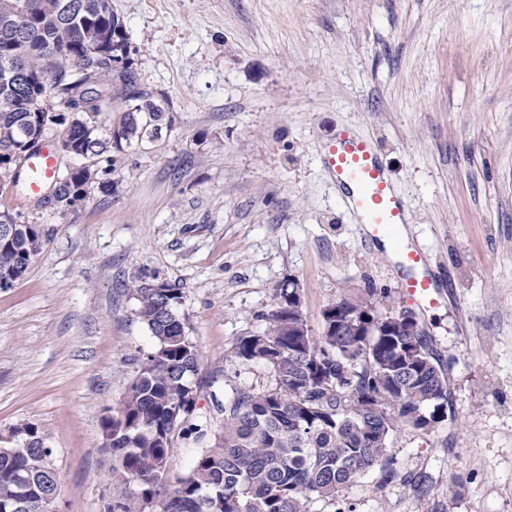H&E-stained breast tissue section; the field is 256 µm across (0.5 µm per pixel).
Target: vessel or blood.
Here are the masks:
<instances>
[{
    "label": "vessel or blood",
    "mask_w": 512,
    "mask_h": 512,
    "mask_svg": "<svg viewBox=\"0 0 512 512\" xmlns=\"http://www.w3.org/2000/svg\"><path fill=\"white\" fill-rule=\"evenodd\" d=\"M321 160L326 173L341 190L345 208L360 224L365 246L393 247L397 286L409 302L425 312L439 307L443 285L429 271L425 248L403 241L409 211L394 188L376 143L344 130L326 144ZM56 163L54 152L48 148L29 161L31 192H39L42 184L53 176Z\"/></svg>",
    "instance_id": "vessel-or-blood-1"
}]
</instances>
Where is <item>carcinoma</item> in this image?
<instances>
[{
  "label": "carcinoma",
  "mask_w": 512,
  "mask_h": 512,
  "mask_svg": "<svg viewBox=\"0 0 512 512\" xmlns=\"http://www.w3.org/2000/svg\"><path fill=\"white\" fill-rule=\"evenodd\" d=\"M110 43L126 46L121 19L110 0H0V175L30 160L21 131L30 125L49 136L62 150L85 160L70 169L55 194L54 206L64 209L81 199L85 187L99 181L97 163L112 148L130 147L156 134L161 107L136 89L134 73L112 68L103 54ZM70 51L72 66L94 72L104 87L117 78L124 86L116 125L98 123L99 105L79 113L36 112V86H25L18 67L41 69L47 48ZM1 224L13 236L0 238V288L25 277L41 251L37 224L16 223L6 211ZM129 290L136 315L156 339L157 349L139 363L120 406L102 421L112 430V502L108 512H131L128 488L133 484L143 501L159 495L175 433H185L199 385L193 378L200 352L186 333L179 314L183 292L166 283L157 289L144 277ZM291 288L275 295L264 334L242 336L235 346L244 363L261 362L271 372L269 385L256 391L237 387L224 403V424L196 461L190 474L168 493L162 512H310L315 500H331L356 478L376 469L384 479L396 477L388 457L389 439L411 423L424 428L436 420L425 408L448 397V375L430 340L422 336L425 358L408 360L389 336L338 334L323 327L319 336L302 328L292 309ZM369 349L368 362L353 366L355 390L336 384V355ZM56 471L52 450L18 448L0 455V504L21 498L23 481Z\"/></svg>",
  "instance_id": "carcinoma-1"
}]
</instances>
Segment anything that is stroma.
Wrapping results in <instances>:
<instances>
[{
	"instance_id": "35a3bbf8",
	"label": "stroma",
	"mask_w": 512,
	"mask_h": 512,
	"mask_svg": "<svg viewBox=\"0 0 512 512\" xmlns=\"http://www.w3.org/2000/svg\"><path fill=\"white\" fill-rule=\"evenodd\" d=\"M138 89L168 111L158 137L109 154L64 210L0 179V212L39 225L26 276L0 289V435L30 424L60 476L58 512H104L102 444L155 340L135 277L177 285L201 352L173 489L224 423L236 387L269 369L235 355L293 282L312 335L342 296L408 309L388 257L366 249L320 161L344 128L372 137L409 208L407 231L447 282L417 313L448 399L403 426L374 471L311 512H512V0H111Z\"/></svg>"
}]
</instances>
